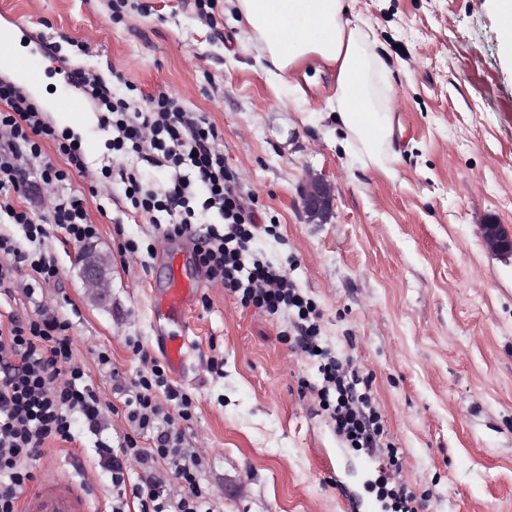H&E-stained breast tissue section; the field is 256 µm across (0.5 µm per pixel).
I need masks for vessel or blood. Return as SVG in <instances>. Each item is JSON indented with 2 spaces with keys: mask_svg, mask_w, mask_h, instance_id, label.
Wrapping results in <instances>:
<instances>
[{
  "mask_svg": "<svg viewBox=\"0 0 512 512\" xmlns=\"http://www.w3.org/2000/svg\"><path fill=\"white\" fill-rule=\"evenodd\" d=\"M165 264L167 285L155 296L153 308L166 325L156 328L154 340L165 357L169 371L178 375L195 350L185 316L199 284L183 277L179 252L167 253ZM58 470V476L39 481L25 496L23 512H90L92 491L82 481L75 479L78 465L65 461L59 463Z\"/></svg>",
  "mask_w": 512,
  "mask_h": 512,
  "instance_id": "1",
  "label": "vessel or blood"
}]
</instances>
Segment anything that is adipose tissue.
<instances>
[{
    "instance_id": "adipose-tissue-1",
    "label": "adipose tissue",
    "mask_w": 512,
    "mask_h": 512,
    "mask_svg": "<svg viewBox=\"0 0 512 512\" xmlns=\"http://www.w3.org/2000/svg\"><path fill=\"white\" fill-rule=\"evenodd\" d=\"M244 40L275 70H296L311 58L336 70L333 99L346 143L363 160L381 166L392 146V113L379 104L377 63L369 35L349 18V0H234Z\"/></svg>"
}]
</instances>
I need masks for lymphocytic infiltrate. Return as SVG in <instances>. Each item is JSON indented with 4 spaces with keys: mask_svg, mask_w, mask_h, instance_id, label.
<instances>
[{
    "mask_svg": "<svg viewBox=\"0 0 512 512\" xmlns=\"http://www.w3.org/2000/svg\"><path fill=\"white\" fill-rule=\"evenodd\" d=\"M73 79L85 100L96 106L102 129L111 132L112 152L173 172L158 195L143 189L139 172L120 169L133 208L166 213L170 236L192 232L199 211L216 210L222 223L208 225L197 253L209 280L268 313L296 311L295 344L318 364L317 394L337 430L352 447H383L385 430L372 404L368 377L322 348L318 314L282 267L253 258L252 215L225 173L215 128L190 116L179 99L168 94L149 97L143 108L134 107L114 92L115 85L125 81L120 72L106 76L78 68ZM47 142L66 158V167L44 158ZM34 161L41 182L52 191L48 212L39 217L10 201L11 193L30 191L28 171ZM74 171H86L79 146L58 134L22 90L0 80V212L9 223L22 226L29 242L40 240L49 224L77 243L95 237L85 199L64 187ZM66 329V322L46 307L39 308L36 318L12 315L7 324H0V512H18L17 500L32 480V465L44 455L47 442L72 440L77 423L91 434L101 431L105 409L95 385L73 358ZM123 392L128 422L135 430L155 431L156 437L150 448L139 447L129 435L119 446H99L113 488L131 487L139 512H215L197 479L198 458L184 448V433L175 427L177 421L192 418L188 393L173 385L156 362L138 372ZM134 465L142 471L135 484L129 476ZM172 480L180 484V493L168 491Z\"/></svg>",
    "mask_w": 512,
    "mask_h": 512,
    "instance_id": "f902f5d3",
    "label": "lymphocytic infiltrate"
}]
</instances>
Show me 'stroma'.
Returning a JSON list of instances; mask_svg holds the SVG:
<instances>
[{"instance_id": "stroma-1", "label": "stroma", "mask_w": 512, "mask_h": 512, "mask_svg": "<svg viewBox=\"0 0 512 512\" xmlns=\"http://www.w3.org/2000/svg\"><path fill=\"white\" fill-rule=\"evenodd\" d=\"M350 18L386 67L380 97L396 131L380 168L341 143L330 67L316 59L302 72H264L227 0H215L209 24L198 0H128L117 16L112 0H0V28L22 24L13 45L45 70L40 90L11 69L0 79L22 85L58 132L77 138L98 174L112 153L95 107L69 124L53 105L73 92V69L118 70L127 83L116 91L131 101L163 92L206 119L256 222L272 228L254 253L280 264L316 307L323 346L369 377L400 453L392 479L407 484L420 512H512V257L489 254L481 237L490 222L512 231V60L501 20L492 0H352ZM62 35L70 42L61 50L36 53ZM311 175L333 187L325 224L300 209ZM69 186L87 194L97 239L82 245L47 225L39 248L57 263V281L26 296L37 274L14 264L0 313L52 308L116 412L99 435L78 427L73 441L49 442L43 465L79 455L93 512H112L116 492L95 442L117 445L130 430L119 388L143 357H161L153 292L165 285L164 254L178 250L201 284L187 312L196 351L176 380L193 399L182 429L219 512H345L340 482L361 500L375 497L379 471L363 467V451L337 434L308 389L319 374L293 343V314L242 305L212 285L193 244L134 210L119 178L75 174ZM127 239L138 253L121 255ZM86 248L110 261L100 301L81 278ZM214 360L222 374L211 373Z\"/></svg>"}]
</instances>
